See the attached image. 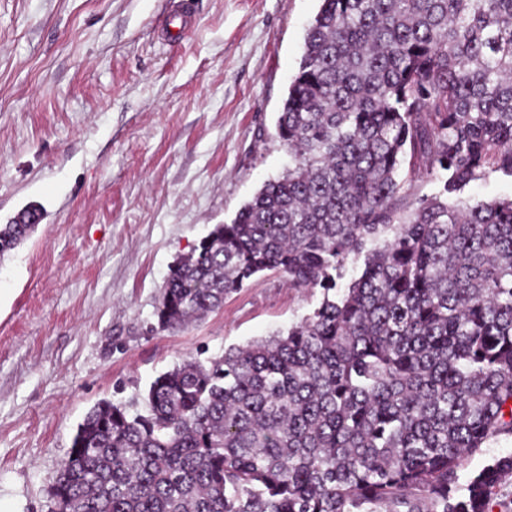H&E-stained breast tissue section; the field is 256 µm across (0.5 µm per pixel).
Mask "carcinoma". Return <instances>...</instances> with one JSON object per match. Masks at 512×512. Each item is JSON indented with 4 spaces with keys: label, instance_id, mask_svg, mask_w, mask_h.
Listing matches in <instances>:
<instances>
[{
    "label": "carcinoma",
    "instance_id": "obj_1",
    "mask_svg": "<svg viewBox=\"0 0 512 512\" xmlns=\"http://www.w3.org/2000/svg\"><path fill=\"white\" fill-rule=\"evenodd\" d=\"M276 132L294 163L170 269L158 326L267 270L320 305L95 406L51 512H491L512 454L460 471L512 434V198H448L512 176V0H321ZM512 454V435L501 434L489 440L480 450L468 456L461 471L463 478L479 472L493 457Z\"/></svg>",
    "mask_w": 512,
    "mask_h": 512
}]
</instances>
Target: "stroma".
Segmentation results:
<instances>
[{"label": "stroma", "instance_id": "stroma-1", "mask_svg": "<svg viewBox=\"0 0 512 512\" xmlns=\"http://www.w3.org/2000/svg\"><path fill=\"white\" fill-rule=\"evenodd\" d=\"M0 0V505L50 512L78 425L140 412L161 372L312 314L268 271L223 308L156 329L171 266L291 158L276 119L319 0ZM37 210H22L8 224H0V259L23 241L36 224L30 218L39 215Z\"/></svg>", "mask_w": 512, "mask_h": 512}]
</instances>
